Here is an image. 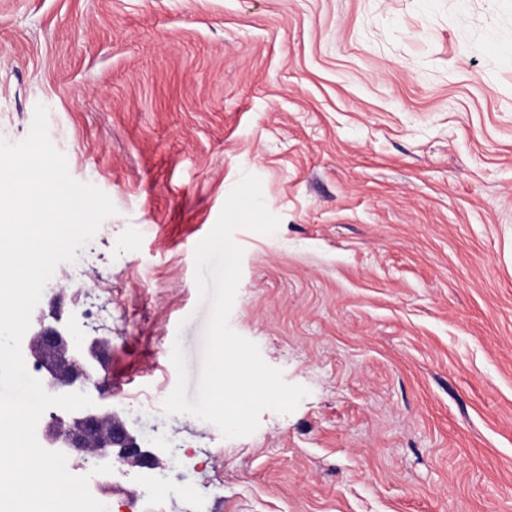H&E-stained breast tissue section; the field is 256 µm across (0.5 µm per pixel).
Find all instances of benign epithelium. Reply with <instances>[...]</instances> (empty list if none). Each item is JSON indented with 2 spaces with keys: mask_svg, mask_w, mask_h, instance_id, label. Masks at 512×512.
Returning a JSON list of instances; mask_svg holds the SVG:
<instances>
[{
  "mask_svg": "<svg viewBox=\"0 0 512 512\" xmlns=\"http://www.w3.org/2000/svg\"><path fill=\"white\" fill-rule=\"evenodd\" d=\"M36 317L23 337L21 348L46 381L52 395L100 389L97 381L103 367L109 338L74 335L59 326V315L51 312ZM41 446L50 450L60 444L69 453L83 458L88 470L102 464H120L129 469L159 467L155 455L141 446L119 420L112 407L95 404L66 411H51L39 426Z\"/></svg>",
  "mask_w": 512,
  "mask_h": 512,
  "instance_id": "1",
  "label": "benign epithelium"
}]
</instances>
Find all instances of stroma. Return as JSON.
Returning <instances> with one entry per match:
<instances>
[{
    "instance_id": "35a3bbf8",
    "label": "stroma",
    "mask_w": 512,
    "mask_h": 512,
    "mask_svg": "<svg viewBox=\"0 0 512 512\" xmlns=\"http://www.w3.org/2000/svg\"><path fill=\"white\" fill-rule=\"evenodd\" d=\"M39 103L117 209L38 304L110 339L104 397L168 396L177 339L198 380L243 175L281 219L234 233L228 324L309 394L234 438L113 403L192 452L164 512H512V0H0V140Z\"/></svg>"
}]
</instances>
